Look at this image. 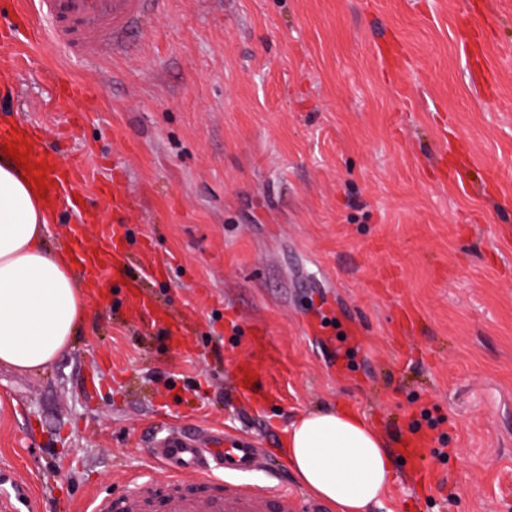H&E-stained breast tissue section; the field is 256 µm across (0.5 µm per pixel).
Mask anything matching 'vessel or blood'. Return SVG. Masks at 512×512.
Returning <instances> with one entry per match:
<instances>
[{
    "label": "vessel or blood",
    "instance_id": "vessel-or-blood-1",
    "mask_svg": "<svg viewBox=\"0 0 512 512\" xmlns=\"http://www.w3.org/2000/svg\"><path fill=\"white\" fill-rule=\"evenodd\" d=\"M163 0H30L46 31L18 28L0 35V42L41 53L64 50L86 61L126 55L130 36L159 11ZM62 106L75 101L94 103V84L59 78ZM50 196L81 181L80 165L44 146L26 152ZM70 246L76 264L94 280L109 278L118 266L111 240L93 252L84 251L80 236ZM148 458L169 471L165 483L136 475L122 498L95 497L91 512H324L314 498L261 480L268 464L262 449L242 437L220 431L203 434L181 430L151 437Z\"/></svg>",
    "mask_w": 512,
    "mask_h": 512
}]
</instances>
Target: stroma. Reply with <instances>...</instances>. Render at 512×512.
<instances>
[{
	"label": "stroma",
	"instance_id": "stroma-1",
	"mask_svg": "<svg viewBox=\"0 0 512 512\" xmlns=\"http://www.w3.org/2000/svg\"><path fill=\"white\" fill-rule=\"evenodd\" d=\"M17 59L0 125L84 169L50 245L115 222L123 261L51 365H0L23 512L167 480L143 448L164 422L246 436L299 488L286 429L340 403L382 432L409 512H512V0H166L124 57ZM61 71L98 97L58 142ZM112 179L130 207L84 222L70 199Z\"/></svg>",
	"mask_w": 512,
	"mask_h": 512
}]
</instances>
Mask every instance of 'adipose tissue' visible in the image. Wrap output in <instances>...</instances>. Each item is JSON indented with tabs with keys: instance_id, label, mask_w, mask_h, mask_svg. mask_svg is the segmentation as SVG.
<instances>
[{
	"instance_id": "ef3b65f1",
	"label": "adipose tissue",
	"mask_w": 512,
	"mask_h": 512,
	"mask_svg": "<svg viewBox=\"0 0 512 512\" xmlns=\"http://www.w3.org/2000/svg\"><path fill=\"white\" fill-rule=\"evenodd\" d=\"M53 211L36 184L0 157V365L49 366L69 346L86 312L68 250L47 244ZM285 454L299 482L330 512H372L393 484L382 433L346 405L298 415Z\"/></svg>"
}]
</instances>
